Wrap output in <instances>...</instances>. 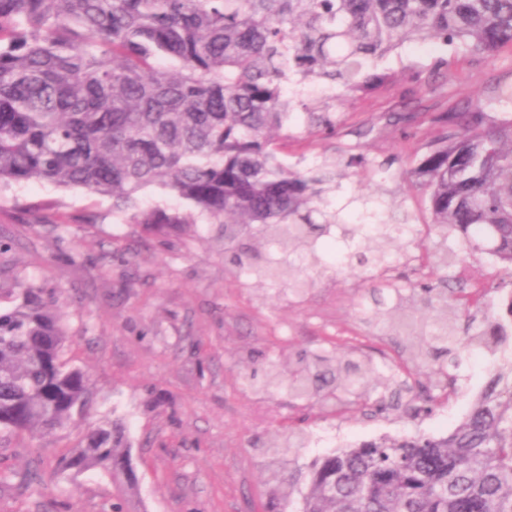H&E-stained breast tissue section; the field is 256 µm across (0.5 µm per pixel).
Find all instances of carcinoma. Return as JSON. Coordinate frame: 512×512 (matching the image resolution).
I'll return each mask as SVG.
<instances>
[{
    "label": "carcinoma",
    "mask_w": 512,
    "mask_h": 512,
    "mask_svg": "<svg viewBox=\"0 0 512 512\" xmlns=\"http://www.w3.org/2000/svg\"><path fill=\"white\" fill-rule=\"evenodd\" d=\"M406 42L489 56L512 45V0H0V185L44 182L112 197V213L168 237L192 219L178 209H141L137 194L160 186L190 203L224 241L245 227L296 256L255 263L260 280L311 282L298 264L323 270L380 267L407 243V222L341 225L349 251L327 263L317 252L330 221L316 222V186L326 174L288 172L272 133L296 106L284 82L324 80L346 97L372 95L394 74L378 63ZM444 132L404 173L428 193L432 224L486 251L512 279V119L484 120V103L438 112ZM310 125L326 135L323 112ZM389 315L406 333L408 362L436 363L484 339L448 325V279L423 285L433 316ZM21 301L0 313V433L52 435L85 416L90 377L64 359L63 315L19 285ZM246 386L316 405L385 394L398 374L357 347H323L286 367L270 362ZM130 450L120 425L90 423L57 474L93 468L130 487ZM300 512H512V358L452 434L362 443L311 472Z\"/></svg>",
    "instance_id": "obj_1"
}]
</instances>
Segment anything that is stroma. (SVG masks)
Instances as JSON below:
<instances>
[{
	"mask_svg": "<svg viewBox=\"0 0 512 512\" xmlns=\"http://www.w3.org/2000/svg\"><path fill=\"white\" fill-rule=\"evenodd\" d=\"M397 73L390 89L371 98L338 101L323 82L285 84L300 100L277 135L288 170L329 168L320 206L337 223L383 222L408 216L419 231L401 250L403 265L387 277L402 286L429 281L436 256L454 259L446 273L458 297L456 331L482 329L481 314L505 313L512 280L488 253L469 251L461 235L431 224L427 193L405 181L441 135L439 112H459L472 97L487 101V118L512 119L494 104L512 86V46L483 57L436 44H409L384 60ZM433 75L424 91L416 75ZM329 113L333 136L311 127L308 115ZM41 211H34V204ZM301 298L277 284L240 274L224 251L218 224H189L178 234L147 235L112 213V199L80 188L30 182L0 186V310L18 302L16 282L41 288L65 313V357L92 380L89 421L109 419L126 429L137 476L121 491L92 469L75 480L55 471L76 447L81 425L44 439L0 434V467L37 472L30 488L0 490V512H269L288 501L298 512L312 466L347 447L418 433L451 434L487 389L512 331L468 347L445 385L434 367L402 368L401 332L375 312L370 271L320 276ZM347 339L375 362L399 366L402 377L433 387L400 409L292 404L277 393L242 386L240 373L266 358L297 360L305 350ZM303 431L305 447L273 454L276 435Z\"/></svg>",
	"mask_w": 512,
	"mask_h": 512,
	"instance_id": "35a3bbf8",
	"label": "stroma"
}]
</instances>
